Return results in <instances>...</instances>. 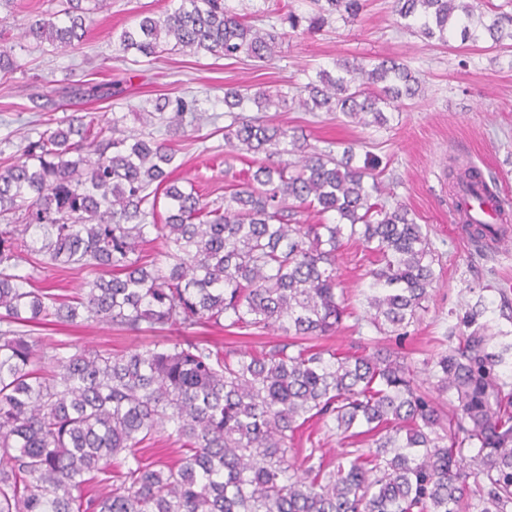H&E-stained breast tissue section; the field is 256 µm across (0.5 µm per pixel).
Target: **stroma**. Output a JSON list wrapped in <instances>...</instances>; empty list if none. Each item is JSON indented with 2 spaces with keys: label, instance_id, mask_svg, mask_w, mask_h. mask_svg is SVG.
Segmentation results:
<instances>
[{
  "label": "stroma",
  "instance_id": "1",
  "mask_svg": "<svg viewBox=\"0 0 512 512\" xmlns=\"http://www.w3.org/2000/svg\"><path fill=\"white\" fill-rule=\"evenodd\" d=\"M15 10L0 11V44L10 48L19 68L0 79V162L18 157L28 137L44 130L47 119L77 114L97 119L119 118L123 130L164 131L147 123L160 96L196 103L205 120L177 142L181 186H195L207 200L222 198L238 182L252 155L224 149V90L294 91L319 70H334L348 59L374 63L394 59L407 64L420 79V91L405 101L384 127H364L325 112H309L288 102L275 114L276 123L301 132L317 148L353 147L357 160H380L381 198L406 205L427 230L439 281L429 292L418 320L405 338L379 334L365 300L367 272L374 255L352 241L337 252V274L344 288L347 318L326 341L337 355L388 350L411 366L416 379L430 384L427 362L458 346L466 334L463 317L469 304L486 309L491 349L512 343V244L491 252L471 242L458 229L448 207V168L464 160L494 177L502 197L512 200V48L490 41L449 45L428 43L395 22L394 0H362L360 15L345 20L331 16L310 29L311 0H224V5L257 28L288 33L275 59L258 65L218 59L208 54L169 51L146 62L123 53L117 44L122 29L144 16H159L178 7V0H104L86 22L84 43L76 49L36 47L25 36L30 13L55 9L57 0H15ZM299 19L290 29L289 15ZM104 87L105 96L92 94ZM52 340L91 349H121L152 342V335L119 334L106 323L58 326Z\"/></svg>",
  "mask_w": 512,
  "mask_h": 512
}]
</instances>
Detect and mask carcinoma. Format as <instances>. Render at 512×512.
I'll use <instances>...</instances> for the list:
<instances>
[{"instance_id":"1","label":"carcinoma","mask_w":512,"mask_h":512,"mask_svg":"<svg viewBox=\"0 0 512 512\" xmlns=\"http://www.w3.org/2000/svg\"><path fill=\"white\" fill-rule=\"evenodd\" d=\"M83 2L59 0L56 12L30 18L26 33L39 44L80 46L91 12ZM361 10L362 0H324L312 23ZM475 10L463 0H395L394 12L428 42L447 44L457 32L476 42L486 32L503 46L502 21L512 16L487 24ZM286 36L255 28L224 0H181L118 41L149 61L170 45L267 63ZM336 68L297 89L305 109L384 126L386 110L419 90L393 59ZM287 101L282 91L224 90V148L282 161L256 164L219 203L171 180L175 143L203 120L183 100L157 105L163 138L72 115L0 166V512H458L471 446L481 450L476 476L487 483L480 512L512 508V400L499 396L495 373L512 345L488 350L479 305L463 318L477 330L431 361L436 389L454 392L446 412L391 354L339 357L318 344L346 316L336 275L342 237L377 257L366 300L381 333L407 334L437 276L422 225L405 206L380 200L377 159L357 166L352 150L339 156L280 126L268 112ZM246 103L256 115L241 113ZM448 180L485 206L490 190L475 166L452 167ZM303 206L335 223H299ZM152 232L162 265L143 249ZM23 254L32 256L24 275ZM47 267L110 277L60 298L27 287ZM83 321L170 336L101 351L36 332ZM223 322L286 340L253 354L195 336ZM314 417L358 444L332 470L314 445L300 466L289 460ZM171 436L185 449L177 463L142 461L143 444ZM118 457L125 470L115 472ZM91 482L112 489L88 494Z\"/></svg>"}]
</instances>
